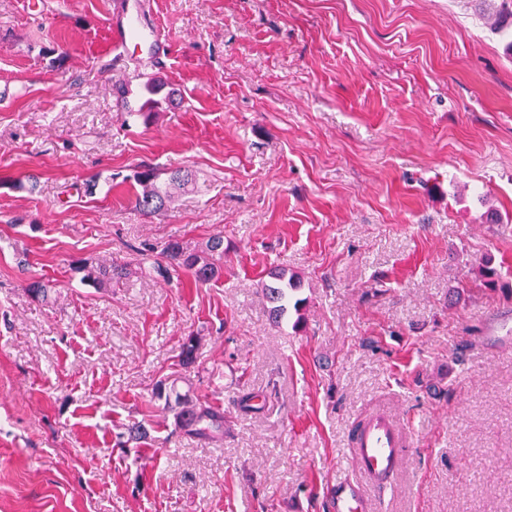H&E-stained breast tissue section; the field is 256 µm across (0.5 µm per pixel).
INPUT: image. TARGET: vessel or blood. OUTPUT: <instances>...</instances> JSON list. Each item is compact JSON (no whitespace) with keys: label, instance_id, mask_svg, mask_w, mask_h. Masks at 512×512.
Segmentation results:
<instances>
[{"label":"vessel or blood","instance_id":"1","mask_svg":"<svg viewBox=\"0 0 512 512\" xmlns=\"http://www.w3.org/2000/svg\"><path fill=\"white\" fill-rule=\"evenodd\" d=\"M119 47L135 45L151 55L165 53L167 43L159 30H135L126 24L112 31ZM411 437L391 414L383 410L370 413L353 432L350 462L353 476L337 475L331 489V512H373L369 488L386 485L400 469Z\"/></svg>","mask_w":512,"mask_h":512}]
</instances>
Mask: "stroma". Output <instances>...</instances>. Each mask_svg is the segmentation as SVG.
<instances>
[{"mask_svg": "<svg viewBox=\"0 0 512 512\" xmlns=\"http://www.w3.org/2000/svg\"><path fill=\"white\" fill-rule=\"evenodd\" d=\"M127 2L0 0V512H328L376 409L416 446L375 512H512V347L482 340L512 314V223L490 220L512 216V32L478 0H149L170 49L143 62L110 40ZM152 77L174 100L128 120ZM144 165L198 187L144 213ZM216 234L206 285L98 291L69 266ZM488 258L504 287L482 294ZM282 269L303 306L276 323ZM166 376L223 438L177 428ZM137 420L138 458L117 444ZM278 284H262L261 290L267 300L273 305L271 308L272 317L279 321L288 313V303L293 291L299 289L292 278L285 282L284 273L276 275Z\"/></svg>", "mask_w": 512, "mask_h": 512, "instance_id": "obj_1", "label": "stroma"}]
</instances>
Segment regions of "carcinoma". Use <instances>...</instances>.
<instances>
[{
    "label": "carcinoma",
    "mask_w": 512,
    "mask_h": 512,
    "mask_svg": "<svg viewBox=\"0 0 512 512\" xmlns=\"http://www.w3.org/2000/svg\"><path fill=\"white\" fill-rule=\"evenodd\" d=\"M494 29L503 32L512 26V0H500L490 12ZM141 187L135 194V204L144 212L154 214L166 209L172 201L171 189L185 186L195 181V174L189 170H176L167 183L158 182L154 168L145 167L134 175ZM166 263L156 262L149 266H137L142 277H160L166 281L179 279L185 275L197 284H208L218 279L224 272V236L210 237L204 245L191 247L179 239H170L162 249ZM75 272L82 274L81 282L91 288L102 290L112 287V282L126 278L130 268L117 262H96L79 259L73 262ZM501 271L492 266L488 259L475 272V279L484 287L496 289ZM277 284H264L261 290L272 304V317L279 321L288 313L290 295L298 289L297 283L285 279L284 274L276 275ZM177 414L181 430L201 438H215L224 434V412L211 403L207 397L184 398L178 402Z\"/></svg>",
    "instance_id": "obj_1"
}]
</instances>
